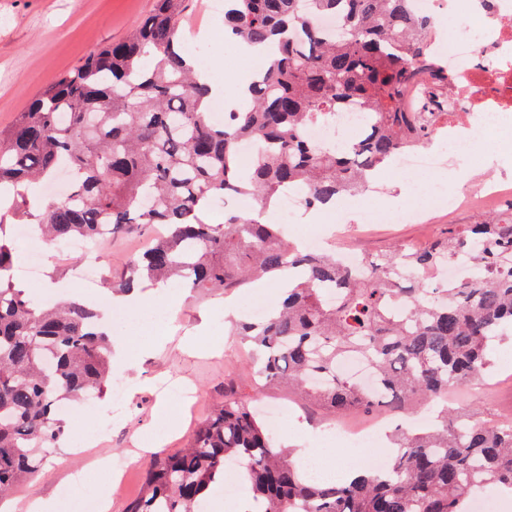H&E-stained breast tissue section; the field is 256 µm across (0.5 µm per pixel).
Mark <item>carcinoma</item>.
I'll return each mask as SVG.
<instances>
[{"mask_svg": "<svg viewBox=\"0 0 512 512\" xmlns=\"http://www.w3.org/2000/svg\"><path fill=\"white\" fill-rule=\"evenodd\" d=\"M187 0H156L123 41L98 48L0 128V229L10 216L60 247L137 224L164 233L129 261L130 283L177 280L203 295L295 268L287 296L263 322L241 324L267 385H286L333 413L378 415L429 402L448 386L480 378L487 346L512 334V207L416 251L376 256L362 278L334 253H302L262 215L209 224L199 206L226 194L262 208L292 186L307 208L365 190L395 153L434 136L441 113L424 102L400 110L403 87L430 63V20L411 0H224V40L271 43L273 58L251 85L244 110L222 125L208 118V87L183 47ZM340 15L336 35L318 17ZM354 102L370 125L349 143L320 147L305 130ZM259 143L244 166L238 146ZM66 166L71 195L31 212L27 189ZM459 253L469 280L434 288L422 275ZM11 248L0 240V497L34 479L46 449L64 435L60 407L110 381L111 345L102 312L77 299L42 306L13 281ZM339 285L331 302L326 287ZM355 354L376 393L336 372ZM386 472L352 481L300 474L248 406L227 398L196 428L187 448L158 452L141 494L125 512H196L241 460L252 497L247 512H465L488 485L512 488V426L443 410L419 432L397 430Z\"/></svg>", "mask_w": 512, "mask_h": 512, "instance_id": "obj_1", "label": "carcinoma"}]
</instances>
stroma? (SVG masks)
Returning a JSON list of instances; mask_svg holds the SVG:
<instances>
[{
	"instance_id": "obj_1",
	"label": "stroma",
	"mask_w": 512,
	"mask_h": 512,
	"mask_svg": "<svg viewBox=\"0 0 512 512\" xmlns=\"http://www.w3.org/2000/svg\"><path fill=\"white\" fill-rule=\"evenodd\" d=\"M210 0H188L182 26L187 38L199 39L207 68L219 76L226 91L252 75L249 62L237 58L232 44L207 37ZM155 0H0V127L11 125L19 113L60 75L75 67L92 49L123 40L154 8ZM457 169L440 168L403 178L389 174L372 186L378 207L395 210L425 202L437 184L455 187ZM447 212L434 213L427 224H373L352 244L365 255L390 252L405 246L423 247L447 230ZM160 225L145 224L133 233L115 236L100 244L98 252L105 282L93 289L78 284L72 273L77 255L64 261L47 260L36 280L16 275L17 287L42 303L76 295L86 303L110 307V282L122 277L129 257L147 248L159 234ZM150 307L140 310L113 308V336L129 339L136 355L126 367H113L112 377L124 382L126 395L121 413L110 414L109 397L95 405L79 401L70 408L69 430L44 458L34 482L23 485L0 503V512H21L37 497L53 499L57 512H68L77 491L70 481L73 469L92 467L103 457H130L135 442L153 444L155 450L176 451L189 443L195 429L225 395L251 406L281 407L282 417L274 436L292 449V461L302 465L309 448H336L340 442L327 429L335 417L307 404L284 387L264 386L259 364L249 358V345L233 333V324L248 319L253 303L270 304L279 293V281L264 279L226 295H198L169 284L149 286ZM173 312L164 320L160 309ZM165 339H158V332ZM493 360L484 380L487 388L472 399L469 387L453 389L465 412H477L485 421H512V370L501 369L498 360L512 354V339L494 341L488 347ZM175 379L191 385L197 399L183 404L175 394L159 391L160 382ZM88 431H103L106 443L83 448Z\"/></svg>"
}]
</instances>
